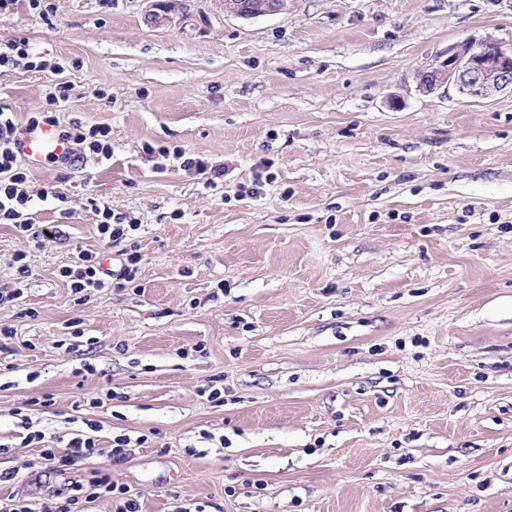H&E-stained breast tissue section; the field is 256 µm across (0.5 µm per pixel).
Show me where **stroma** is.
<instances>
[{"label":"stroma","instance_id":"obj_1","mask_svg":"<svg viewBox=\"0 0 512 512\" xmlns=\"http://www.w3.org/2000/svg\"><path fill=\"white\" fill-rule=\"evenodd\" d=\"M52 2L0 13L45 65L0 69V110L25 126L62 70L60 125H109L112 157L30 171L55 233L0 305V498L108 475L140 512H512V93L416 88L450 44L512 48V0ZM89 195L139 229L107 245ZM80 248L137 251L134 283L75 300ZM87 419L65 471L26 442ZM286 0H262L259 5L249 0H224V11L242 19H254L279 12Z\"/></svg>","mask_w":512,"mask_h":512}]
</instances>
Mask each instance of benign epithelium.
Instances as JSON below:
<instances>
[{"label":"benign epithelium","instance_id":"7a95c632","mask_svg":"<svg viewBox=\"0 0 512 512\" xmlns=\"http://www.w3.org/2000/svg\"><path fill=\"white\" fill-rule=\"evenodd\" d=\"M285 2L262 0L256 6L250 0H224V12L254 19L279 12ZM450 85L477 99L512 91V50L490 37L448 46L447 61L419 72L417 88L424 94H433Z\"/></svg>","mask_w":512,"mask_h":512}]
</instances>
